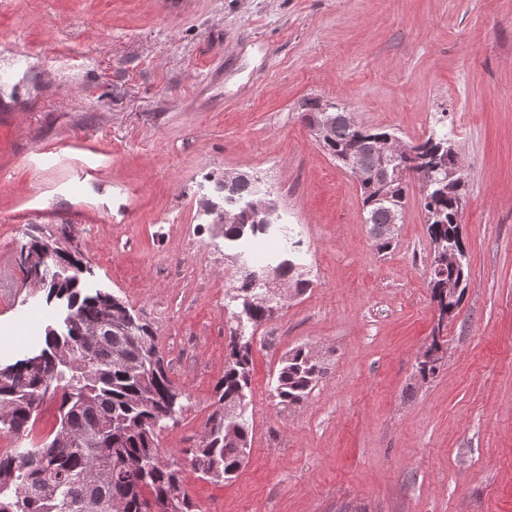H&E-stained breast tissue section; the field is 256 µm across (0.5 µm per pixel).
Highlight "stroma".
Returning a JSON list of instances; mask_svg holds the SVG:
<instances>
[{"label":"stroma","mask_w":512,"mask_h":512,"mask_svg":"<svg viewBox=\"0 0 512 512\" xmlns=\"http://www.w3.org/2000/svg\"><path fill=\"white\" fill-rule=\"evenodd\" d=\"M337 103L403 142L447 134L465 181V298L438 372L418 182L390 252L360 187L300 113ZM253 175L301 241L311 286L253 329L250 454L226 482L182 451L213 411L237 329L240 245L209 205ZM69 225L84 288L149 320L186 395L159 446L197 512H512V0H0V368L62 328L20 259L28 225ZM206 249L190 251V238ZM323 375L274 396L288 353ZM47 399L29 434L58 428Z\"/></svg>","instance_id":"1"}]
</instances>
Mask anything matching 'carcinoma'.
Listing matches in <instances>:
<instances>
[{"label":"carcinoma","instance_id":"carcinoma-1","mask_svg":"<svg viewBox=\"0 0 512 512\" xmlns=\"http://www.w3.org/2000/svg\"><path fill=\"white\" fill-rule=\"evenodd\" d=\"M320 106L317 100L305 104L302 119L311 128L321 122ZM389 136L383 128L365 126L338 112L321 139L336 160L348 154L360 156L365 223L375 230L390 223L393 213L404 210L407 196L404 176L391 182L381 199L375 198L377 191L371 188L381 177L372 146ZM448 148L447 136L432 133L410 144V162L428 169L432 176L431 189L423 198L434 255L429 286L432 300L451 312L461 304L464 292L448 297V282L461 274L459 268L448 266V251L456 252L463 266L466 251L461 211L443 192L447 170L453 165ZM254 189V180L245 175L224 184V209L239 215L238 223L224 225V239L239 241L266 227L263 216L247 211ZM26 237L21 249L37 254L51 249L58 260L72 266L68 277L49 280L45 290L49 301L66 300L73 319L64 322L63 331L46 329L44 347L36 354L44 359L39 369H30L29 357L0 368V432L24 433L44 400L52 396L59 402V430L74 437V442L59 447L52 439L31 453L0 456V494L14 487L13 495L0 498V512H85L89 502L96 504L97 512H112L114 501L124 504V512H195L182 489L177 461L166 460L160 453V434L183 405L182 393L156 350L153 327L110 293L84 291L82 252L64 245L70 240L67 231L58 236L31 224ZM238 269L242 286L233 289L229 302L235 304L240 332L233 337L224 376L215 387L208 433L197 447L184 450L193 469L216 482L233 479L251 450L244 406L251 391L252 337L245 330L276 313L264 302L269 295L265 280L273 274L293 280L302 292L310 287V280L302 277L301 266L292 259L260 270L239 262ZM97 326L103 335L84 333ZM321 375L322 368L310 351H292L277 373L278 403L303 402Z\"/></svg>","mask_w":512,"mask_h":512}]
</instances>
